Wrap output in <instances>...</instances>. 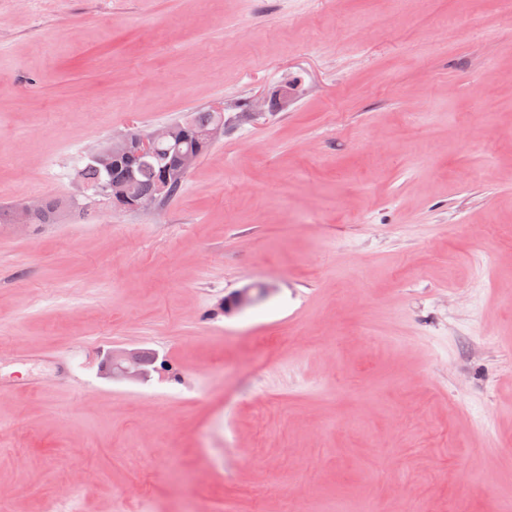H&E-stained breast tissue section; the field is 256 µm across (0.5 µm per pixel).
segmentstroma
<instances>
[{
	"label": "stroma",
	"instance_id": "1",
	"mask_svg": "<svg viewBox=\"0 0 512 512\" xmlns=\"http://www.w3.org/2000/svg\"><path fill=\"white\" fill-rule=\"evenodd\" d=\"M216 105L169 201L79 177ZM36 187L74 209L0 226V512L512 502V0H0V204ZM268 293L269 288L262 284L237 290L225 296L224 311L228 313L249 308L264 299ZM157 361L158 356L151 365H145L134 353L112 351L110 374L115 379L140 381L150 376L152 371L158 370Z\"/></svg>",
	"mask_w": 512,
	"mask_h": 512
}]
</instances>
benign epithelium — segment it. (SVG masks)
<instances>
[{
    "label": "benign epithelium",
    "instance_id": "1",
    "mask_svg": "<svg viewBox=\"0 0 512 512\" xmlns=\"http://www.w3.org/2000/svg\"><path fill=\"white\" fill-rule=\"evenodd\" d=\"M215 112H217V122L209 130L195 133L190 124L185 121L162 126L145 135L130 132L109 142L101 150L91 155L90 159L107 169L122 161L131 165L150 154L157 143L183 137L192 132L195 133L196 139L212 142L224 128L223 111L217 107ZM196 160L197 156L193 153L179 155L174 165L168 166L155 183L154 198L165 199L169 194L171 182L184 178ZM95 194L103 197L108 204L117 208L137 210L147 206V203L133 194V180L130 178L107 183L95 191ZM45 206L46 200L44 199L38 203L28 202L12 211L9 224L20 231L28 232L33 228L35 218ZM268 293L269 288L262 284L237 290L224 297V311L228 313L249 308L264 299ZM156 370H158L156 364L147 365L131 352L112 353L111 375L115 379L140 381Z\"/></svg>",
    "mask_w": 512,
    "mask_h": 512
}]
</instances>
